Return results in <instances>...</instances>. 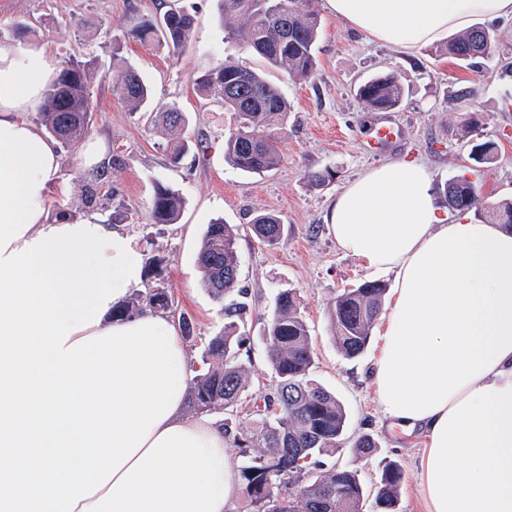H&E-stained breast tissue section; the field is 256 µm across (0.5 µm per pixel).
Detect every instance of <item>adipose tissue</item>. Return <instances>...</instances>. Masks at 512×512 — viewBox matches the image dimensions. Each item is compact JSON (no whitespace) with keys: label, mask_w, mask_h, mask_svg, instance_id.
Masks as SVG:
<instances>
[{"label":"adipose tissue","mask_w":512,"mask_h":512,"mask_svg":"<svg viewBox=\"0 0 512 512\" xmlns=\"http://www.w3.org/2000/svg\"><path fill=\"white\" fill-rule=\"evenodd\" d=\"M327 3L406 52L512 20V0ZM58 70L47 47L0 43V512H227L235 466L223 425L184 414L175 327L112 316L143 285L141 252L95 218L48 217L60 155L26 115ZM328 222L395 275L371 376L384 416L425 437V512H512V228L440 223L407 161L349 182Z\"/></svg>","instance_id":"adipose-tissue-1"}]
</instances>
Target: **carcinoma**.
<instances>
[{
	"label": "carcinoma",
	"instance_id": "cac0c4a2",
	"mask_svg": "<svg viewBox=\"0 0 512 512\" xmlns=\"http://www.w3.org/2000/svg\"><path fill=\"white\" fill-rule=\"evenodd\" d=\"M224 37L256 52L271 66L299 80L316 75V43L320 16L315 0H220ZM194 20L185 11L171 9L162 20L136 27L132 36L142 44L162 43L173 53L183 51L192 36ZM461 63H471L475 52L483 59L496 52L490 30L477 27L459 33L445 46ZM93 61L70 57L44 95L39 119L47 132L65 145L79 140L91 120L90 83ZM199 90L234 113L236 125L224 142V159L233 168L257 174L275 169L280 161L278 131L283 129L289 106L279 89L261 74L227 59L224 67L204 75ZM113 91L131 110L149 102L151 89L138 70L122 69ZM356 95L370 111L396 109L404 85L393 72L378 74L361 84ZM156 117L169 134L170 153L177 162L190 144L182 136L187 116L178 107H159ZM464 201L462 210L481 220L494 219L512 227V202L483 203L473 185L457 180L455 190ZM184 199L179 191L161 182L153 186L152 219L174 224ZM251 231L263 244L275 246L286 228L271 213H259ZM197 263L211 296L224 303V331L210 338L204 351L207 369L189 388L191 408L197 413L224 412V435L241 458L238 478L253 512H362L365 492L353 469L324 466L320 458L338 451L347 428V413L336 395L311 378L314 351L309 327L292 291H282L265 329L268 360L276 387L265 399L261 426L244 430L231 415L241 404L248 385L239 356L246 338L240 324L249 315L246 293L238 288L237 233L231 225L215 220L207 225ZM387 292L380 281H365L339 294L331 312L333 340L347 359L359 356L367 345ZM162 310L176 321L186 340L194 336L192 321L177 311L164 287L148 288L131 296L115 314L131 317L145 309ZM402 471L387 463L375 488L374 502L383 512H395Z\"/></svg>",
	"mask_w": 512,
	"mask_h": 512
}]
</instances>
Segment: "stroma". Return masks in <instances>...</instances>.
I'll return each mask as SVG.
<instances>
[{
    "mask_svg": "<svg viewBox=\"0 0 512 512\" xmlns=\"http://www.w3.org/2000/svg\"><path fill=\"white\" fill-rule=\"evenodd\" d=\"M321 30L316 55L318 71L303 81L267 67L264 59L239 45L225 42L218 0H0V42L14 40L17 24H29L23 41L47 45L58 60L76 56L94 59L91 85L93 114L87 136L103 143L98 164L87 167L78 147L62 149L59 184L47 203L49 218L68 211L88 215L81 202L85 185L93 183L102 197H120L123 221L111 209L97 210L98 219L113 222L132 236L144 257V287H167L178 310L194 322L196 337L186 342L190 375L203 372L202 353L208 340L224 328V309L204 286L197 254L206 227L224 219L237 233L239 285L248 292L252 313L243 332L250 358L249 394L272 391L274 374L268 361L264 328L279 291L292 290L311 330L314 366L311 376L335 393L348 414L341 448L332 461L357 469L367 491L363 512H380L372 490L386 463L403 472L397 512H424L418 493L417 464L424 439L419 431L390 427L376 402L370 368L380 340L371 337L356 359H345L332 337L330 313L343 289L365 281L393 285L391 273H376L341 252L327 216L342 189L365 169L387 160L426 165L431 187L451 178L472 182L484 200L512 199V21L493 23L495 60L467 66L448 57L434 42L411 52L373 42L317 0ZM180 8L194 20L186 50L173 54L166 46L141 44L130 32ZM265 72L290 105L286 130L278 147V167L261 175L233 169L224 160V140L235 125L232 113L197 88L199 77L223 66L226 57ZM135 66L153 90V109L134 112L112 91V72ZM397 72L405 97L391 121L405 135L403 147L373 154L365 129L375 114L356 96L357 87L387 71ZM466 87L478 88L476 98H459ZM176 105L188 118L185 135L192 144L179 162L166 148L168 135L155 121V109ZM493 141L492 163L478 164L469 156L473 141ZM110 176L97 181L99 170ZM329 170L323 186H310L307 172ZM179 190L185 200L175 224H157L151 217L154 183ZM271 212L287 227L275 246L260 243L250 230L256 214ZM363 435L377 449L368 457L354 450Z\"/></svg>",
    "mask_w": 512,
    "mask_h": 512,
    "instance_id": "1",
    "label": "stroma"
}]
</instances>
